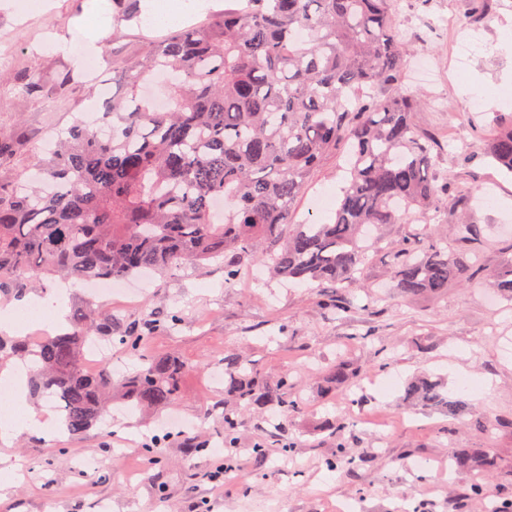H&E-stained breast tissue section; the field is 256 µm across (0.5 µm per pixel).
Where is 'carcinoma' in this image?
<instances>
[{"mask_svg":"<svg viewBox=\"0 0 512 512\" xmlns=\"http://www.w3.org/2000/svg\"><path fill=\"white\" fill-rule=\"evenodd\" d=\"M490 15L477 0L463 23ZM408 68L392 0H238L203 24L151 41L126 68L125 95L106 102L101 125L74 121L69 137L36 161L37 181L11 173L17 143L0 130V300L54 278L123 280L228 256L224 285L233 286L244 263L258 262L277 278L330 289L322 309L348 316L354 306L346 284L364 270L366 227L430 214L456 225L455 239L438 234L425 244L411 237L393 244L395 294L439 298L475 275L512 299V258L479 270L470 252L457 248L473 239L467 192L436 168L440 141L417 124L428 104L404 90ZM154 71L174 77L163 110L142 92ZM343 146L350 176L334 217L292 223L298 198ZM480 150L512 171V115L499 118ZM180 321L172 311L117 332L112 313L90 304L66 330L0 336V372L12 360L29 364L30 395L60 403L63 430L80 437L118 393L135 408L179 400L189 368L169 354L140 353V342ZM89 339L137 357L135 371L120 380L107 369L84 372ZM363 375L341 358L323 394ZM224 396L229 448L239 413L276 407L292 417L302 410L288 380L268 381L236 352L224 354ZM405 400L460 420L470 411L428 376L406 384ZM325 429L336 438L327 464L356 465L344 427ZM454 464L466 494L481 496V479L497 459L489 448H464Z\"/></svg>","mask_w":512,"mask_h":512,"instance_id":"obj_1","label":"carcinoma"}]
</instances>
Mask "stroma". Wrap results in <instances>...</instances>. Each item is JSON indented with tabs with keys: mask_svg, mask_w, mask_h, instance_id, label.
<instances>
[{
	"mask_svg": "<svg viewBox=\"0 0 512 512\" xmlns=\"http://www.w3.org/2000/svg\"><path fill=\"white\" fill-rule=\"evenodd\" d=\"M490 23L466 26L469 0H395L404 46L410 58H431L432 74L407 82L442 108L417 116L422 129L438 134L441 170L455 174L460 187L479 185L470 202L478 220V262L487 269L512 256V173L467 146L489 134L502 114L512 113V50L499 46L501 29L512 23V0H494ZM44 13H19L13 0H0V86L8 100L0 106V129L18 144L15 171L31 166L46 140L63 139L72 117L93 120L92 104L103 92L126 90V65L149 47L143 36L150 23L135 28L114 23L105 32L107 47L100 70L90 74L73 58L46 49L47 39L84 41L91 7L112 0H53ZM40 77L42 91L30 94L27 77ZM484 98L472 111L471 85ZM345 162L327 157L298 201V217L318 209L320 194L339 197ZM434 221L387 224L375 230L364 274L350 284L351 316L324 312L323 290L272 278L257 264L243 267L236 287L224 285V264L187 265L170 277H144L142 302L125 308L112 301L113 315L142 320L177 311L185 324L175 334L144 337L147 353L172 354L192 372L184 380L179 403L150 412L124 406L112 409L109 442L98 431L74 440L61 430L49 437L24 431L0 455L18 464L8 488L0 489V512H339L358 502L362 512H488L512 503V300L490 306L482 289L468 282L433 300L399 299L390 289V241L430 235ZM228 351L245 352L270 380L288 378L302 399V414L286 420L295 447L284 453L272 439L283 421L277 411L241 416L238 444L224 446V382L218 362ZM362 366L360 387L323 397L322 386L338 357ZM398 374L392 390H383L385 374ZM428 375L449 394H463L474 420L469 424L404 402L411 378ZM486 421L480 430L478 421ZM345 423V439L358 467L329 468L336 440L323 425ZM163 440L159 463L146 470L140 449L151 437ZM193 440L196 452L184 443ZM266 442L269 453L257 462L248 452ZM461 448H490L502 460L486 481L483 497L459 500L460 486L448 465ZM231 458L233 470L223 486L210 473ZM427 460L417 470L413 461Z\"/></svg>",
	"mask_w": 512,
	"mask_h": 512,
	"instance_id": "1",
	"label": "stroma"
}]
</instances>
